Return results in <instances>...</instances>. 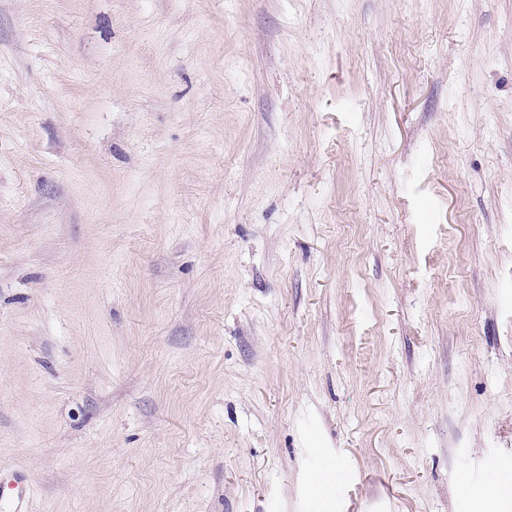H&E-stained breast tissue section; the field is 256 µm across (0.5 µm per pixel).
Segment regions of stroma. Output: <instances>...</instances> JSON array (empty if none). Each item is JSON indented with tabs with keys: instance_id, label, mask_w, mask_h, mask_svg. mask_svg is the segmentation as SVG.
<instances>
[{
	"instance_id": "obj_1",
	"label": "stroma",
	"mask_w": 512,
	"mask_h": 512,
	"mask_svg": "<svg viewBox=\"0 0 512 512\" xmlns=\"http://www.w3.org/2000/svg\"><path fill=\"white\" fill-rule=\"evenodd\" d=\"M19 490L512 512V0H0Z\"/></svg>"
}]
</instances>
